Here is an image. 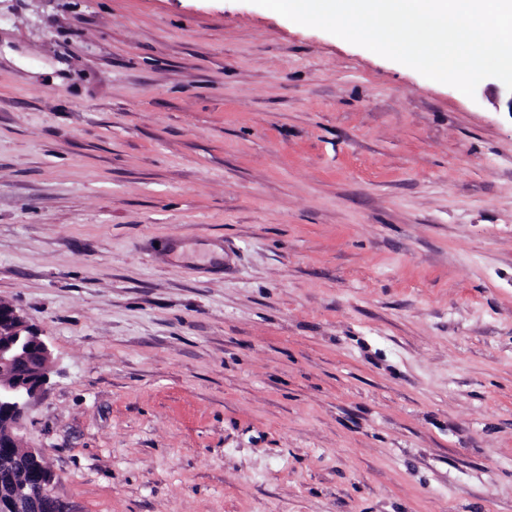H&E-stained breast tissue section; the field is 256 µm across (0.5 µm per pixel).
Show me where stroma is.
Wrapping results in <instances>:
<instances>
[{
	"label": "stroma",
	"instance_id": "1",
	"mask_svg": "<svg viewBox=\"0 0 512 512\" xmlns=\"http://www.w3.org/2000/svg\"><path fill=\"white\" fill-rule=\"evenodd\" d=\"M252 0H0V302L70 512H512V113Z\"/></svg>",
	"mask_w": 512,
	"mask_h": 512
}]
</instances>
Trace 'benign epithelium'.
<instances>
[{"label":"benign epithelium","mask_w":512,"mask_h":512,"mask_svg":"<svg viewBox=\"0 0 512 512\" xmlns=\"http://www.w3.org/2000/svg\"><path fill=\"white\" fill-rule=\"evenodd\" d=\"M52 352L42 331L30 325L14 307L0 303V430L6 438L0 446L14 448V433L25 410L49 381ZM38 448L19 454H0V512H68L54 495L56 474L43 466Z\"/></svg>","instance_id":"obj_1"}]
</instances>
